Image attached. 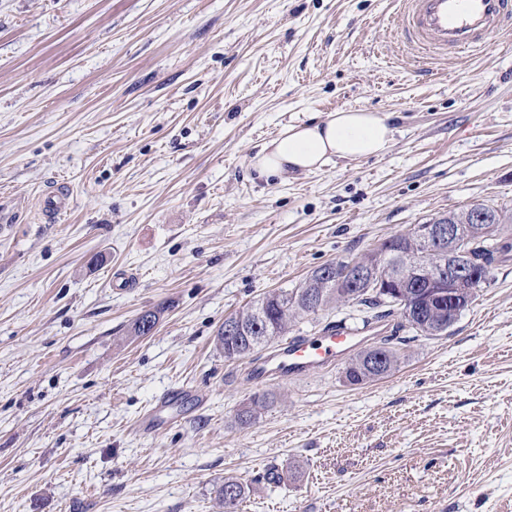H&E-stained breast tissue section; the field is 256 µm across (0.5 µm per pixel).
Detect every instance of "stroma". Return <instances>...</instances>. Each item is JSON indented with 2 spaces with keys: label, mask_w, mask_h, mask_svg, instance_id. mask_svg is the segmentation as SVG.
I'll use <instances>...</instances> for the list:
<instances>
[{
  "label": "stroma",
  "mask_w": 512,
  "mask_h": 512,
  "mask_svg": "<svg viewBox=\"0 0 512 512\" xmlns=\"http://www.w3.org/2000/svg\"><path fill=\"white\" fill-rule=\"evenodd\" d=\"M397 0H0V512H512V260L447 334L258 389L225 318L484 203L512 213V34L425 59ZM392 115L383 156L250 166L283 126ZM69 191L73 208L40 205ZM160 309L150 335L127 330ZM177 422L133 429L164 393ZM377 357L382 367L373 364ZM374 360V361H373ZM400 361L399 350L389 342L376 343L361 348L345 364L343 374L350 385H363L391 375ZM250 487L247 483L241 482L238 478L227 477L222 484L219 496L224 512H240L243 503L250 494Z\"/></svg>",
  "instance_id": "35a3bbf8"
}]
</instances>
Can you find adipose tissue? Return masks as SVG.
Masks as SVG:
<instances>
[{
    "instance_id": "ef3b65f1",
    "label": "adipose tissue",
    "mask_w": 512,
    "mask_h": 512,
    "mask_svg": "<svg viewBox=\"0 0 512 512\" xmlns=\"http://www.w3.org/2000/svg\"><path fill=\"white\" fill-rule=\"evenodd\" d=\"M393 138L391 116L368 109L329 113L324 119L289 124L252 159L259 176L315 172L334 160L384 155Z\"/></svg>"
}]
</instances>
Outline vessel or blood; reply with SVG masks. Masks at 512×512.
Masks as SVG:
<instances>
[{
  "label": "vessel or blood",
  "mask_w": 512,
  "mask_h": 512,
  "mask_svg": "<svg viewBox=\"0 0 512 512\" xmlns=\"http://www.w3.org/2000/svg\"><path fill=\"white\" fill-rule=\"evenodd\" d=\"M401 17L403 36L418 53L486 49L512 23V0H405ZM359 343L356 333L345 326L296 336L249 361L246 373L256 386L304 379L335 366Z\"/></svg>",
  "instance_id": "b4317fda"
}]
</instances>
